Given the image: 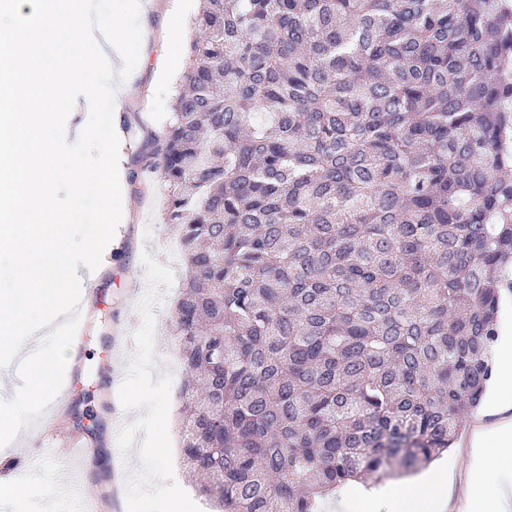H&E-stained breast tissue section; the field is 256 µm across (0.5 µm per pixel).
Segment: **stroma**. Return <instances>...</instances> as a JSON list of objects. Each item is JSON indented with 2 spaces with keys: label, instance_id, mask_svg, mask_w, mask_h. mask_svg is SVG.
Segmentation results:
<instances>
[{
  "label": "stroma",
  "instance_id": "stroma-1",
  "mask_svg": "<svg viewBox=\"0 0 512 512\" xmlns=\"http://www.w3.org/2000/svg\"><path fill=\"white\" fill-rule=\"evenodd\" d=\"M146 20L151 34L142 40L134 74L137 85L154 88V110L151 116H143L136 102L119 109L127 137L122 201L136 215L113 250L110 267L91 290L79 323L84 346L82 351L71 352L65 372L64 381L73 390L57 411L53 437L60 444L70 436L85 443L87 488L97 512H166L164 500L148 493L143 484L126 486L115 467L119 461L139 474L168 468L176 491L191 498L194 512H207L178 452L175 423L181 413L177 394L182 369L167 327L183 271L171 248L173 237L160 222L165 196L155 167V153L180 90L184 56L170 54L162 39L163 14L149 13ZM115 336L125 342L120 376L107 357ZM135 403L147 406L150 413L129 425L132 446L116 445L117 417ZM44 441L42 430L28 431L0 459V478L19 468L29 472L26 498L0 494V512H45L50 504L56 512H71L62 493L72 462L61 452L47 453ZM45 488L50 498H42Z\"/></svg>",
  "mask_w": 512,
  "mask_h": 512
}]
</instances>
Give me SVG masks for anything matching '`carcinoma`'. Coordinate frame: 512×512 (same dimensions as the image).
Listing matches in <instances>:
<instances>
[{"label": "carcinoma", "instance_id": "carcinoma-1", "mask_svg": "<svg viewBox=\"0 0 512 512\" xmlns=\"http://www.w3.org/2000/svg\"><path fill=\"white\" fill-rule=\"evenodd\" d=\"M157 154L185 265L180 454L317 512L448 451L512 264V7L201 0Z\"/></svg>", "mask_w": 512, "mask_h": 512}]
</instances>
